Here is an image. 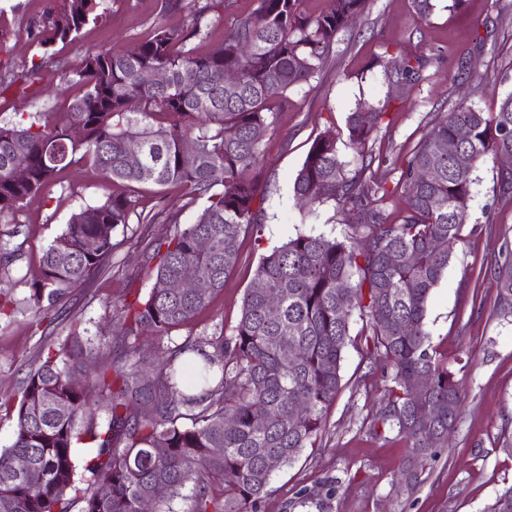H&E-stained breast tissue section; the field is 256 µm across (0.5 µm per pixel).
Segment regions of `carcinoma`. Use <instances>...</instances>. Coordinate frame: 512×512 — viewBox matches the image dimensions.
<instances>
[{"label": "carcinoma", "instance_id": "obj_1", "mask_svg": "<svg viewBox=\"0 0 512 512\" xmlns=\"http://www.w3.org/2000/svg\"><path fill=\"white\" fill-rule=\"evenodd\" d=\"M255 2L206 53L192 43L207 37L206 12L224 7V0H210L187 26H154L134 55L89 53L79 69L59 75L78 88L66 97L60 120L37 113L0 125V219L16 215L77 165L94 167L109 186L173 185L183 188L188 204H201L194 222L184 225L178 211L138 213V223L162 219L175 232L146 254L152 288L113 303L111 321L128 339L155 337V351L131 345L115 362L105 339L75 331L42 345L17 395L0 400L14 426L11 446L0 450V512H140L145 500L156 512H248L270 491L275 470L268 461L290 466L320 435L341 388L355 313L392 369L381 419L407 441L399 483L414 489L424 462L447 445L462 393L431 345L427 307L466 224L474 173L488 155H512V92L492 112L462 101L422 136L400 178L407 207L399 224L388 223L385 189L368 173L376 157L367 151L349 170L337 148L343 136L365 148L385 112L365 104L349 113L345 132L333 126L321 132L293 180V199L300 207L333 205L351 235L288 238L261 256L232 335L180 343L171 337L224 288L241 237L264 224L266 188L250 176L264 135L288 92L322 70L366 0H329L318 14L308 13L304 0ZM99 7L100 0H62L35 25L43 57L97 23ZM422 66L419 58L383 63L403 85L417 81ZM159 69L167 74L163 86L147 80ZM226 71L239 74L232 96L224 93ZM74 123L84 128L78 142L68 137ZM133 139L142 147L138 166L126 158ZM186 140L196 145L191 153L182 149ZM20 165L28 170L24 181L15 178ZM429 167L437 172L432 181L415 180ZM134 212L135 201L110 191L70 215L43 250L41 276L24 299L34 332L46 335L61 298L107 266L113 234ZM201 238L210 243L206 251L198 249ZM88 239L96 241L91 252L84 248ZM184 277L207 280L209 291L159 287ZM497 279L499 301L512 300L511 262ZM340 282L348 285L344 295ZM271 296L280 301L275 317L267 313ZM422 376L431 381L425 392ZM301 400L306 406L299 412L294 403ZM98 401L105 403L104 423L95 413ZM423 405L434 408L433 418L419 414ZM434 429L442 440H431ZM20 456L29 463L23 472L15 468ZM179 502L186 508H175ZM484 512H512V485L498 490Z\"/></svg>", "mask_w": 512, "mask_h": 512}]
</instances>
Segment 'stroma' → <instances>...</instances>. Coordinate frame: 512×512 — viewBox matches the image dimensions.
<instances>
[{
    "instance_id": "1",
    "label": "stroma",
    "mask_w": 512,
    "mask_h": 512,
    "mask_svg": "<svg viewBox=\"0 0 512 512\" xmlns=\"http://www.w3.org/2000/svg\"><path fill=\"white\" fill-rule=\"evenodd\" d=\"M59 0H0V28L9 34L8 72L19 82L0 83V124L20 113H58L64 94L50 68L39 67L41 51L32 31ZM161 0H103L98 23L86 26L54 57L52 68H76L84 55L112 47L137 46L159 22L189 23V11L161 13ZM419 57L425 64L417 82L389 81L383 61ZM512 90V0H434L429 17L413 0H367L364 14L338 35L323 70L289 92L276 112L273 133L263 142L258 171L268 193L261 232L247 234L237 268L208 309L173 331L175 340L232 333L260 256L271 245L299 232L336 238L349 232L333 205L300 211L291 197L292 181L315 137L326 127L344 129L358 104L386 108L368 143L372 167L387 194L382 207L390 223H400L406 201L399 186L403 165L423 134L451 112L461 94L480 109L493 111L499 94ZM498 162L485 158L475 173L469 216L455 248V260L428 303L427 324L434 349L464 389L460 421L436 459L425 462L420 484L395 488L392 480L406 454V441L383 426L379 414L392 370L367 345L366 327L352 317L343 352L342 387L327 410L314 447L293 465L277 470L270 493L257 512H482L495 492L512 483V316L498 308L497 271L512 256V199L496 186ZM107 186L90 167L81 175L63 173L57 184L16 214L18 252L9 267L14 299H23L40 274L43 249L64 229L70 214L100 201ZM126 192L144 208L163 204L192 223L196 206L179 188L157 190L134 184ZM168 224L137 220L119 226L117 244L105 270L60 301L50 337L34 334L30 313L0 320V397L13 394L44 340L58 341L83 330L98 335L114 301L127 292H148L153 279L143 270L151 239L172 234Z\"/></svg>"
}]
</instances>
